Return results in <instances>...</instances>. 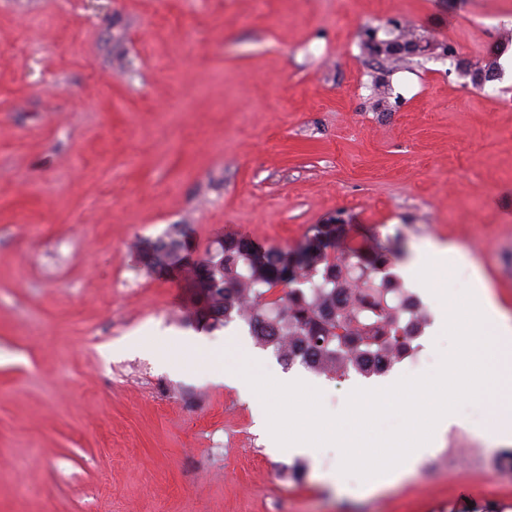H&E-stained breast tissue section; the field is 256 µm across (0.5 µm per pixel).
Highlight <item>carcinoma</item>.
I'll list each match as a JSON object with an SVG mask.
<instances>
[{
    "mask_svg": "<svg viewBox=\"0 0 512 512\" xmlns=\"http://www.w3.org/2000/svg\"><path fill=\"white\" fill-rule=\"evenodd\" d=\"M334 224L317 227L301 249L259 250L243 239L223 240L202 258H193V240L184 225L139 247L149 274L176 275L190 269L202 284L193 293L190 321L219 328L238 317L258 344L271 346L291 362L299 356L311 369L341 379L353 369L364 376L383 372L416 350L426 316L414 295L392 272L399 249L364 251L353 246L336 254ZM286 296L258 298L278 287Z\"/></svg>",
    "mask_w": 512,
    "mask_h": 512,
    "instance_id": "cac0c4a2",
    "label": "carcinoma"
}]
</instances>
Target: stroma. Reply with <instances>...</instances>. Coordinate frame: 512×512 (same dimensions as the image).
<instances>
[{
  "label": "stroma",
  "instance_id": "1",
  "mask_svg": "<svg viewBox=\"0 0 512 512\" xmlns=\"http://www.w3.org/2000/svg\"><path fill=\"white\" fill-rule=\"evenodd\" d=\"M505 0H0V512H512L503 444L445 433L409 480L338 495L271 448L237 387L176 360L241 319H186L132 245L245 238L466 253L512 317V18ZM431 45L376 61L367 34ZM455 56H448V49ZM495 62L479 87L462 68ZM388 88L377 87L381 70ZM328 412L356 387L285 365Z\"/></svg>",
  "mask_w": 512,
  "mask_h": 512
}]
</instances>
